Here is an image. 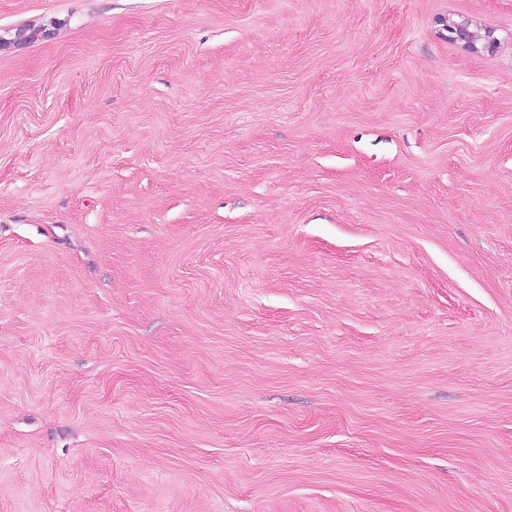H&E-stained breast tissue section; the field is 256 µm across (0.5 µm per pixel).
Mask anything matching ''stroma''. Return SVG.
I'll return each mask as SVG.
<instances>
[{"mask_svg": "<svg viewBox=\"0 0 512 512\" xmlns=\"http://www.w3.org/2000/svg\"><path fill=\"white\" fill-rule=\"evenodd\" d=\"M21 27L0 512H512V0H0ZM448 38L452 41H462L465 46L475 49L476 44L485 40L488 47L492 46L496 40L490 33H485L484 36H481L478 32L471 31L468 27L467 22H454L448 21Z\"/></svg>", "mask_w": 512, "mask_h": 512, "instance_id": "stroma-1", "label": "stroma"}]
</instances>
